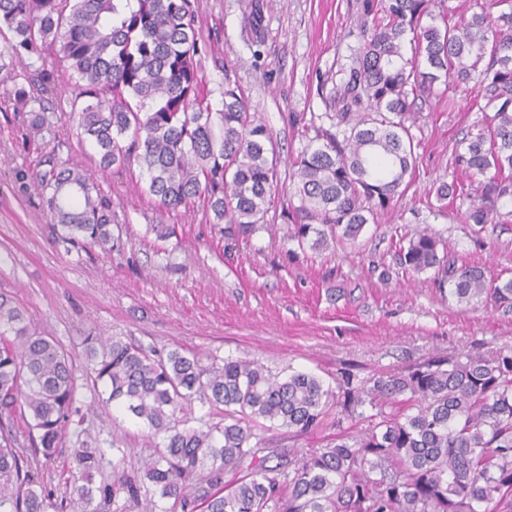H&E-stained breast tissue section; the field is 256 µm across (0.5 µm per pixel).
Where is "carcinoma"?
<instances>
[{
	"instance_id": "1",
	"label": "carcinoma",
	"mask_w": 512,
	"mask_h": 512,
	"mask_svg": "<svg viewBox=\"0 0 512 512\" xmlns=\"http://www.w3.org/2000/svg\"><path fill=\"white\" fill-rule=\"evenodd\" d=\"M484 0L476 11L439 0H361L360 43L340 70L341 108L323 117L290 165L297 204L280 217L288 253L355 242L364 226L392 208L415 165L417 101L472 88L490 123L464 141L458 160L479 178L466 220L484 229L511 216L512 0ZM258 43L260 4H248ZM200 0H0V72L22 114V143L48 146L36 164L15 168L18 190L34 187L62 244L110 253L112 200L78 161L58 113L77 121L76 138L96 151L98 171L137 166L144 191L162 210L203 198L224 235V258L264 228L279 179L267 125L249 111L238 86L224 84L221 108L202 86ZM49 51L58 66L46 64ZM399 265L433 272L458 304L479 300L512 308V280H488L459 266L434 233L399 245ZM12 338L7 339L4 333ZM93 382L106 402L146 425L153 462L144 512H512V350L432 356L404 371L364 378L346 374L336 388L310 373L286 377L261 362L226 358L204 364L179 349L157 354L121 336L84 338ZM77 366L52 337L32 329L26 311L0 293V512H53L38 467L25 448L54 458L79 415ZM408 412H388L398 398ZM224 407V421L190 424L193 400ZM375 411L379 421L328 448L267 465L277 449L257 428L269 421L299 434ZM28 423L16 431L15 418ZM75 512H118L140 487L124 476V455L110 461L112 482L91 485L104 454L85 442L72 450ZM233 473L226 481L224 475Z\"/></svg>"
}]
</instances>
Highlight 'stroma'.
I'll use <instances>...</instances> for the list:
<instances>
[{
  "label": "stroma",
  "mask_w": 512,
  "mask_h": 512,
  "mask_svg": "<svg viewBox=\"0 0 512 512\" xmlns=\"http://www.w3.org/2000/svg\"><path fill=\"white\" fill-rule=\"evenodd\" d=\"M246 2L201 0L204 83L216 95L225 80L235 81L286 163L307 143L311 116L337 109L336 73L359 44L358 0H261V44ZM10 87L0 81V292L14 296L32 326L55 337L80 369L81 412L42 469L62 512H72L70 450L77 440L108 457L124 453L125 475L140 485L152 458L145 426L103 403L86 374L84 337L121 336L161 352L178 347L219 360L255 359L274 372H309L329 385L346 372L360 378L394 372L437 354L512 349V310L458 305L433 285L431 273H406L396 264L398 238L426 229L458 262L492 279H512V220L479 235L465 220L469 198L442 209L435 197L440 183L467 180L456 161L459 143L484 121L470 92L437 94L422 105L410 184L355 244L289 260L279 219L290 199L285 177L268 215L275 232L241 242L230 264L203 200L158 212L136 168L120 176L93 174L112 199L121 249L106 255L55 244L37 194L17 191L14 167L35 160L42 145H22ZM154 224L174 226L175 233L158 239ZM385 269L386 281L380 278ZM367 426L356 418L303 435L277 425L259 434L268 447L305 451Z\"/></svg>",
  "instance_id": "stroma-1"
}]
</instances>
